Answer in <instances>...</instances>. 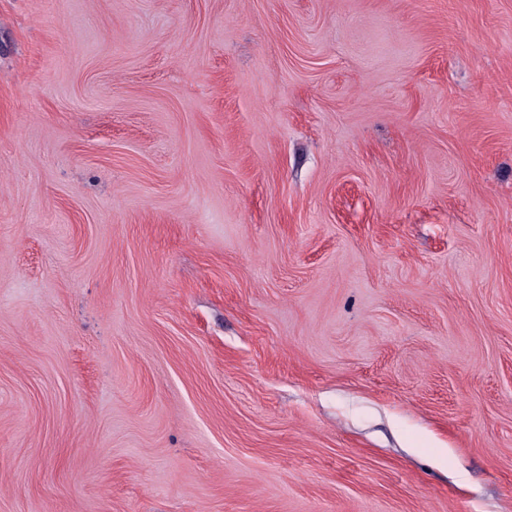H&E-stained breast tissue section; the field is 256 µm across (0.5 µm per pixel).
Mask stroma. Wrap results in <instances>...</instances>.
Segmentation results:
<instances>
[{
	"label": "stroma",
	"mask_w": 512,
	"mask_h": 512,
	"mask_svg": "<svg viewBox=\"0 0 512 512\" xmlns=\"http://www.w3.org/2000/svg\"><path fill=\"white\" fill-rule=\"evenodd\" d=\"M0 512H512V0H0Z\"/></svg>",
	"instance_id": "stroma-1"
}]
</instances>
